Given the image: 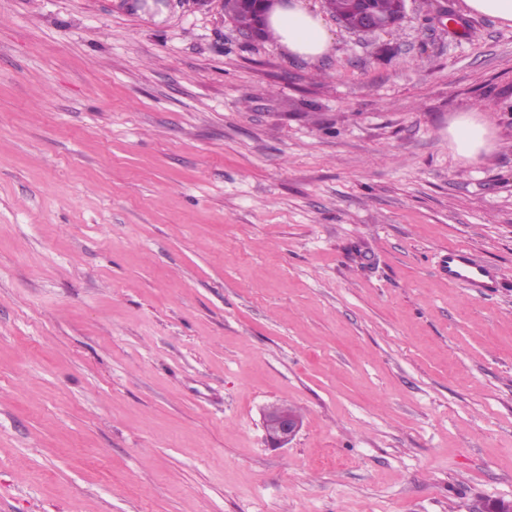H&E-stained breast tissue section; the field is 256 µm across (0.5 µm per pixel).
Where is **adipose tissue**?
I'll list each match as a JSON object with an SVG mask.
<instances>
[{"mask_svg":"<svg viewBox=\"0 0 512 512\" xmlns=\"http://www.w3.org/2000/svg\"><path fill=\"white\" fill-rule=\"evenodd\" d=\"M269 33L277 46L313 63L329 54L333 46L322 18L311 12L304 0L275 8L269 18Z\"/></svg>","mask_w":512,"mask_h":512,"instance_id":"1","label":"adipose tissue"}]
</instances>
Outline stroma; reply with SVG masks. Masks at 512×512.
Listing matches in <instances>:
<instances>
[{"label":"stroma","instance_id":"stroma-1","mask_svg":"<svg viewBox=\"0 0 512 512\" xmlns=\"http://www.w3.org/2000/svg\"><path fill=\"white\" fill-rule=\"evenodd\" d=\"M308 2L317 63L198 0H0V512L512 500V27ZM398 1L400 0H372L373 8L377 15L369 11H360L359 18L361 23L359 31L386 30L399 23L404 17V9L399 19H385V17L391 16L399 10L400 3ZM453 135L458 152L464 156L471 155L486 145L485 130L469 120L461 121ZM444 263L449 280L464 282L472 288H492L494 272L473 261L465 250H448ZM267 438L276 448L286 447L302 427V418L285 404H270L263 411Z\"/></svg>","mask_w":512,"mask_h":512}]
</instances>
